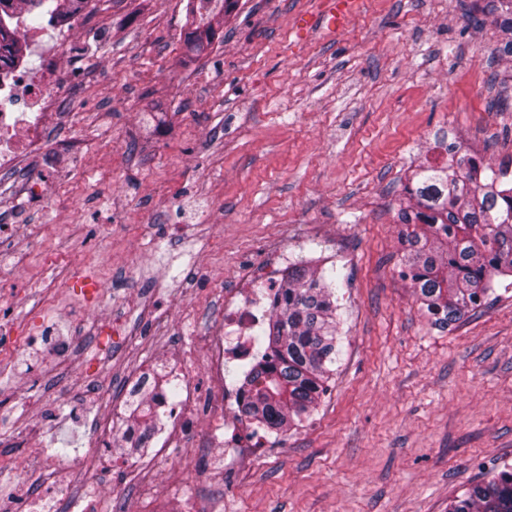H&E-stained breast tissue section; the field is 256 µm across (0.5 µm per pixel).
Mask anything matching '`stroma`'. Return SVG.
Returning <instances> with one entry per match:
<instances>
[{
  "instance_id": "35a3bbf8",
  "label": "stroma",
  "mask_w": 512,
  "mask_h": 512,
  "mask_svg": "<svg viewBox=\"0 0 512 512\" xmlns=\"http://www.w3.org/2000/svg\"><path fill=\"white\" fill-rule=\"evenodd\" d=\"M187 0H90L82 24L21 38L26 70L70 93L42 144L0 183V494L32 457L77 460L112 512H448L512 466V286L445 330L399 276L406 178L434 135L497 168L512 151V57L466 0H360L342 31L297 34L316 0H238L208 54L184 55ZM40 199L24 196L28 181ZM336 266L342 357L303 426L254 431L224 409L203 339L242 267L283 251ZM100 278L112 309L76 288ZM193 394L191 427L165 415L145 454L96 466L89 424L127 427L130 377Z\"/></svg>"
}]
</instances>
